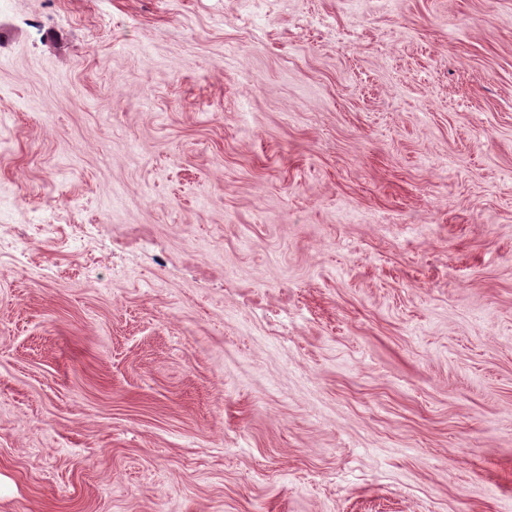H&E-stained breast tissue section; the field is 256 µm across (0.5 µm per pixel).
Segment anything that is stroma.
<instances>
[{
  "label": "stroma",
  "mask_w": 512,
  "mask_h": 512,
  "mask_svg": "<svg viewBox=\"0 0 512 512\" xmlns=\"http://www.w3.org/2000/svg\"><path fill=\"white\" fill-rule=\"evenodd\" d=\"M0 201V512H512V0H6ZM14 226H21L20 233L17 238L10 241H1L0 240V249L1 248H9L18 250L21 248L22 244L28 238L34 236L48 237L54 233L56 224H51L49 222H40L38 224H10Z\"/></svg>",
  "instance_id": "1"
}]
</instances>
